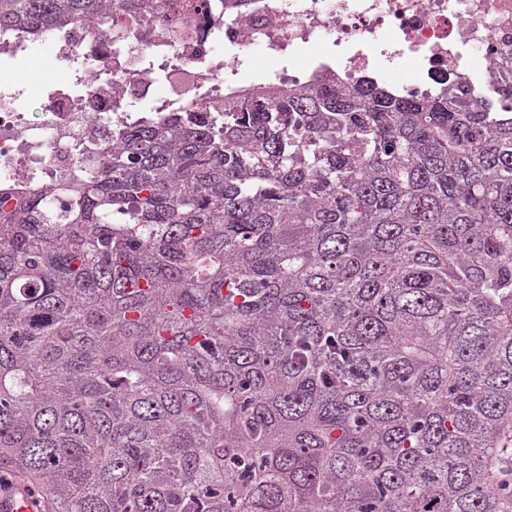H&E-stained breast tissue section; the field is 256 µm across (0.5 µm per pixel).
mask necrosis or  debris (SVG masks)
<instances>
[{
    "instance_id": "1",
    "label": "necrosis or debris",
    "mask_w": 512,
    "mask_h": 512,
    "mask_svg": "<svg viewBox=\"0 0 512 512\" xmlns=\"http://www.w3.org/2000/svg\"><path fill=\"white\" fill-rule=\"evenodd\" d=\"M318 46L327 54L308 59L305 71L325 65L348 83L393 76L413 96L451 80L467 93L477 70L512 82V0H247L241 9L157 0L119 25L76 21L37 38L1 36L0 187L43 190L64 211L60 180L105 164L122 132L165 121L194 98H223L258 55L293 60ZM44 51L56 80L35 122L27 86L8 73ZM410 59L420 77L404 75Z\"/></svg>"
}]
</instances>
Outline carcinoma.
<instances>
[{
  "label": "carcinoma",
  "mask_w": 512,
  "mask_h": 512,
  "mask_svg": "<svg viewBox=\"0 0 512 512\" xmlns=\"http://www.w3.org/2000/svg\"><path fill=\"white\" fill-rule=\"evenodd\" d=\"M187 111L66 214L0 210V466L54 512H512V85L323 69Z\"/></svg>",
  "instance_id": "1"
}]
</instances>
